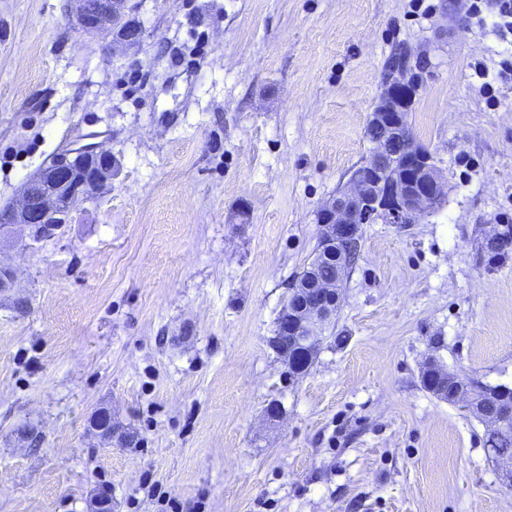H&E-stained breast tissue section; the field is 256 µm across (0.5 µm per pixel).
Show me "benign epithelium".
Returning a JSON list of instances; mask_svg holds the SVG:
<instances>
[{"mask_svg":"<svg viewBox=\"0 0 512 512\" xmlns=\"http://www.w3.org/2000/svg\"><path fill=\"white\" fill-rule=\"evenodd\" d=\"M75 24L86 34L112 37V45L131 46L142 33L124 21L127 0H70ZM425 66L420 57H407L405 67L394 68L385 82L378 106L370 122L378 135L376 149L360 170L350 175L348 188L319 211V250L338 258V275L320 281L314 275L298 279L291 287L278 322L274 348L283 357L295 345L315 347L318 330L336 312L339 283L347 269L341 256L360 243L361 225L366 217L380 216L388 224H414L426 210L441 204L445 182L433 153L415 139L406 109L422 87ZM112 154L82 147L75 156L58 158L24 186L19 208L0 211V233L13 224H22L35 240L51 237L64 223L75 202L94 194L112 179ZM428 387L450 404H461L485 422L491 430L512 429V399L506 391L477 387L459 375L448 377L438 361L425 366ZM500 397L498 409L485 412V405ZM90 429L108 438L112 416L99 412L90 420ZM87 512H112V497L104 490L94 492Z\"/></svg>","mask_w":512,"mask_h":512,"instance_id":"obj_1","label":"benign epithelium"}]
</instances>
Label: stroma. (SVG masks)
I'll return each instance as SVG.
<instances>
[{
  "label": "stroma",
  "instance_id": "35a3bbf8",
  "mask_svg": "<svg viewBox=\"0 0 512 512\" xmlns=\"http://www.w3.org/2000/svg\"><path fill=\"white\" fill-rule=\"evenodd\" d=\"M469 5L129 0L115 53L68 0H0V208L81 146L116 164L52 239L0 240V512H512L484 424L421 381L432 357L512 387V252L479 259L512 218V32ZM402 46L447 194L363 225L290 374L277 318Z\"/></svg>",
  "mask_w": 512,
  "mask_h": 512
}]
</instances>
